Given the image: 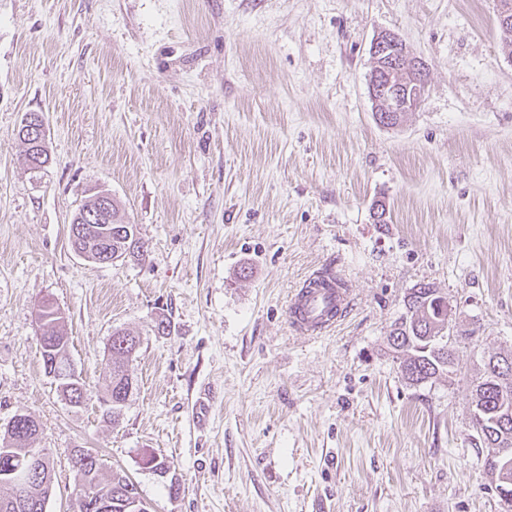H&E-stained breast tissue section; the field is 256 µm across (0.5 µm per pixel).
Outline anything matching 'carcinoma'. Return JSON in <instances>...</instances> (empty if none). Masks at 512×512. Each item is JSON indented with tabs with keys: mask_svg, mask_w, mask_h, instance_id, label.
Listing matches in <instances>:
<instances>
[{
	"mask_svg": "<svg viewBox=\"0 0 512 512\" xmlns=\"http://www.w3.org/2000/svg\"><path fill=\"white\" fill-rule=\"evenodd\" d=\"M112 225L97 224L93 239L99 242L112 241L111 260L140 261L146 250L144 242L137 236L136 225H128L124 235H115L111 230L121 225L117 209H112ZM406 312L394 323L387 345L398 361V369L408 383L419 385L428 382L443 372H451L454 365L457 338L448 328V300L429 283H419L404 297ZM36 319L40 328V347L44 367H49L53 357H58V373L54 374L63 396L73 407L84 402L83 383L72 377V365L68 355L65 336L59 330L61 313L51 303L38 306ZM141 344L138 336L125 331L112 334L109 344L111 356V379L107 388L110 409L117 410L127 401L132 387L128 365ZM495 378V367L491 361L484 362L472 390V401L477 403L472 423V442L485 450L484 466L498 477L495 489L506 485L512 492V468L504 470V463L493 451L499 442L512 446V425L502 428L495 422L500 403V390L491 383ZM41 433L38 422L33 427L20 431L5 429L0 434V460L5 457L25 456V449ZM75 471V490L78 502L94 498L112 499V512H133L130 505L139 498L136 484L120 472L109 471L101 458L91 454V449L75 447L72 450ZM53 478L42 477L33 481L30 500L15 508L8 507L9 496H0V512H45L44 506L52 488Z\"/></svg>",
	"mask_w": 512,
	"mask_h": 512,
	"instance_id": "1",
	"label": "carcinoma"
}]
</instances>
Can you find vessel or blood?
<instances>
[{
    "instance_id": "obj_1",
    "label": "vessel or blood",
    "mask_w": 512,
    "mask_h": 512,
    "mask_svg": "<svg viewBox=\"0 0 512 512\" xmlns=\"http://www.w3.org/2000/svg\"><path fill=\"white\" fill-rule=\"evenodd\" d=\"M323 287L295 290L288 302L289 325L295 333L320 337L332 332L353 305L351 293L334 267L322 268Z\"/></svg>"
}]
</instances>
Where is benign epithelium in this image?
<instances>
[{"instance_id":"7a95c632","label":"benign epithelium","mask_w":512,"mask_h":512,"mask_svg":"<svg viewBox=\"0 0 512 512\" xmlns=\"http://www.w3.org/2000/svg\"><path fill=\"white\" fill-rule=\"evenodd\" d=\"M369 54L372 66L378 71L369 76L370 97L376 111L390 112L400 118L402 113L415 108L426 91V65L411 56L406 45L394 33L382 32L371 43ZM46 465L42 452L35 448L25 473L11 482L12 498L16 502L27 499L29 486Z\"/></svg>"}]
</instances>
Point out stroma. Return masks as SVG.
Instances as JSON below:
<instances>
[{
  "instance_id": "stroma-1",
  "label": "stroma",
  "mask_w": 512,
  "mask_h": 512,
  "mask_svg": "<svg viewBox=\"0 0 512 512\" xmlns=\"http://www.w3.org/2000/svg\"><path fill=\"white\" fill-rule=\"evenodd\" d=\"M388 30L427 65L395 126L368 93L370 43ZM30 112L47 127L38 172L18 161ZM98 192L136 225L141 263L73 249L72 217ZM325 264L355 305L333 335L304 338L287 301ZM419 283L447 297L461 340L450 376L413 385L386 338ZM46 300L78 408L44 371ZM117 330L142 344L110 422ZM496 353H512L497 0H0V431L18 414L40 423L46 512L78 510L77 446L149 512H501L470 439L474 380ZM148 449L168 476L143 467Z\"/></svg>"
}]
</instances>
